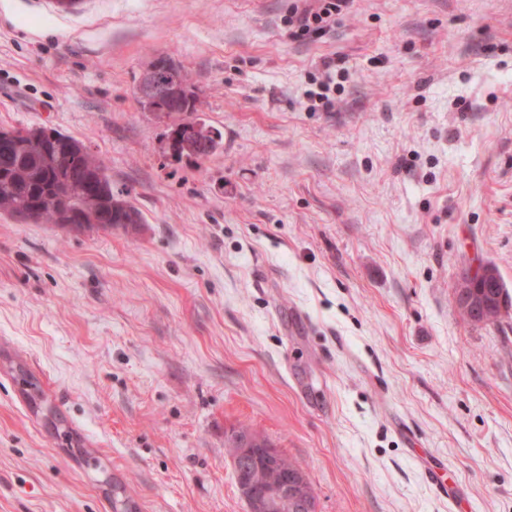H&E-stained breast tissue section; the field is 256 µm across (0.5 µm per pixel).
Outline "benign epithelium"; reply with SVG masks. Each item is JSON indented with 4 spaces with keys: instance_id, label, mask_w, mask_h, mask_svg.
<instances>
[{
    "instance_id": "7a95c632",
    "label": "benign epithelium",
    "mask_w": 512,
    "mask_h": 512,
    "mask_svg": "<svg viewBox=\"0 0 512 512\" xmlns=\"http://www.w3.org/2000/svg\"><path fill=\"white\" fill-rule=\"evenodd\" d=\"M176 82L168 68H151L144 74L137 92L142 98L159 102L177 90ZM90 224H98V218L84 208L72 214V220L66 227L83 230ZM495 284V271L479 268L467 270L455 287L456 307L477 316L482 323L493 322L496 310L486 297L477 293V289L493 288ZM254 443L256 440L246 436L240 441L241 448L232 458L237 489L246 503L247 512H308L311 489L303 471L296 468L268 481L260 479L261 473L276 469L277 453L271 448H254Z\"/></svg>"
}]
</instances>
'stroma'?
I'll use <instances>...</instances> for the list:
<instances>
[{"label": "stroma", "mask_w": 512, "mask_h": 512, "mask_svg": "<svg viewBox=\"0 0 512 512\" xmlns=\"http://www.w3.org/2000/svg\"><path fill=\"white\" fill-rule=\"evenodd\" d=\"M293 3L0 0V129L80 140L142 216H0V512H112L116 484L138 512H247L240 425L316 512H512V306L453 300L487 263L512 292V0H354L304 39ZM162 56L223 135L204 160L138 101ZM492 266V265H491ZM496 271L500 280V290L504 292V298L502 300V308L509 307V295L507 289L502 281L500 274L498 273L495 266H492ZM492 269H468L464 272L456 284L454 300L456 307L466 312L469 315H476L480 318L481 323H494L499 320L502 313L499 314V318L494 321L496 313L499 310H494L491 307V303L483 295L477 293V288H497L496 287V273ZM461 312V311H460ZM462 319L471 324H481L478 321H474L468 318L464 313H460ZM494 321V322H493Z\"/></svg>", "instance_id": "stroma-1"}]
</instances>
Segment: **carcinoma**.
<instances>
[{"label":"carcinoma","mask_w":512,"mask_h":512,"mask_svg":"<svg viewBox=\"0 0 512 512\" xmlns=\"http://www.w3.org/2000/svg\"><path fill=\"white\" fill-rule=\"evenodd\" d=\"M178 83L186 94H171L158 107L141 101L149 112L185 117L200 126L201 143L196 151H187L182 141L172 139L171 147L179 155L203 159L222 145V133L193 118L197 94L190 89L187 74L178 73ZM42 127L14 130L16 146L0 149V214L20 223L62 224L66 208H75L88 200L98 209L101 224L108 231L114 224H140L139 211L126 199L112 192L105 162L90 153L76 138L54 132V137L40 138ZM38 206L36 215L31 207Z\"/></svg>","instance_id":"obj_1"}]
</instances>
